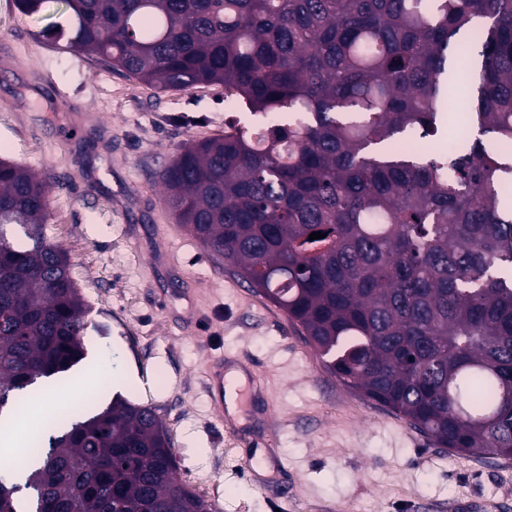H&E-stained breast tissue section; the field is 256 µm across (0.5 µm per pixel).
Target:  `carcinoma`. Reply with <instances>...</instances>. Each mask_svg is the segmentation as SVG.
I'll list each match as a JSON object with an SVG mask.
<instances>
[{
  "instance_id": "1",
  "label": "carcinoma",
  "mask_w": 512,
  "mask_h": 512,
  "mask_svg": "<svg viewBox=\"0 0 512 512\" xmlns=\"http://www.w3.org/2000/svg\"><path fill=\"white\" fill-rule=\"evenodd\" d=\"M14 4L62 11L56 41L147 86H222L229 110L268 118L179 147L162 173L177 223L345 384L439 448L512 460V0ZM462 70L477 134L402 145L437 135ZM50 188L0 158V411L85 358L89 307L45 235ZM26 460L31 512H209L159 416L122 398L36 424ZM19 491L0 470V512Z\"/></svg>"
}]
</instances>
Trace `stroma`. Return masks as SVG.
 Segmentation results:
<instances>
[{"label": "stroma", "mask_w": 512, "mask_h": 512, "mask_svg": "<svg viewBox=\"0 0 512 512\" xmlns=\"http://www.w3.org/2000/svg\"><path fill=\"white\" fill-rule=\"evenodd\" d=\"M54 21L0 0V156L64 182L46 237L90 307L87 359L115 363L99 403L152 406L211 512H512V460L435 447L343 384L283 309L176 224L160 172L186 140L223 133V88L145 86L54 46ZM55 87L77 108L48 112ZM218 354L263 383L220 424L204 379Z\"/></svg>", "instance_id": "35a3bbf8"}]
</instances>
